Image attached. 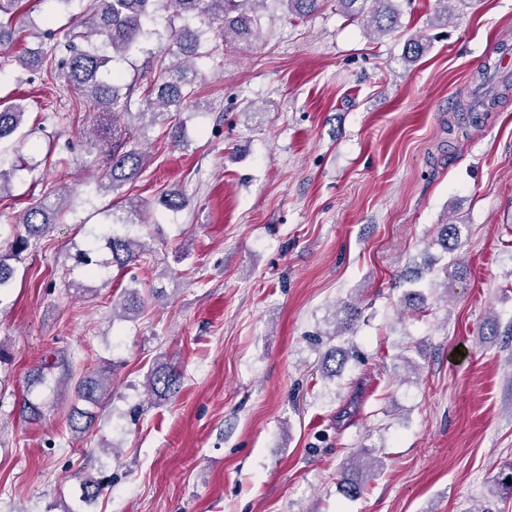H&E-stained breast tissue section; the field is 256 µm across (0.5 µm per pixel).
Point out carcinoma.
Returning <instances> with one entry per match:
<instances>
[{
    "mask_svg": "<svg viewBox=\"0 0 512 512\" xmlns=\"http://www.w3.org/2000/svg\"><path fill=\"white\" fill-rule=\"evenodd\" d=\"M296 18L317 13L323 0H280ZM266 0H88L77 25V31L64 45L54 43L41 52L34 63L65 80L84 96L95 111L101 133L108 135L101 151L109 157V166L100 176L99 189L120 190L137 176L146 164V155L132 144L129 128L121 119L129 114L133 97H138L141 111L136 113L144 124L155 125L172 114L197 111L192 100L191 86L200 75L198 61L203 57V36L217 34L224 43L249 44L258 37L259 8ZM340 11L359 22L369 34H383L397 22V11L392 0H337ZM167 12L166 27L161 31L150 28L159 11ZM153 41L156 47L148 49L151 60L146 71L129 84L114 67L135 45ZM24 108L12 101H0V143L12 142L17 152L25 145L20 133L24 124ZM65 194L42 197L28 208L20 220L24 232L13 235L6 246L0 247V291L9 288L15 268L32 242L39 239L54 224V218L64 213ZM159 204L170 213H177L187 205L178 193H165ZM144 212L134 202L126 206V213L112 218L114 224H140ZM97 247L109 251L111 258L103 268L122 270L143 255L142 245L133 239L109 229L95 237ZM121 316L127 318L145 307V299L136 290L125 294L116 303ZM344 317L335 318L333 336H340L350 328L357 316L356 308L346 304L341 308ZM345 363V352L332 348L324 357L321 369L328 377L338 374ZM181 375L169 363H162L148 377V389L166 399L180 389ZM110 376L102 372L96 377L79 381L78 400L84 405L74 406L69 417L71 429L79 434L88 432L98 410L103 408ZM376 460L363 455L347 464L341 471L339 486L349 497L361 494L364 481L373 473ZM80 501L92 503L103 495L104 480L81 476Z\"/></svg>",
    "mask_w": 512,
    "mask_h": 512,
    "instance_id": "1",
    "label": "carcinoma"
}]
</instances>
